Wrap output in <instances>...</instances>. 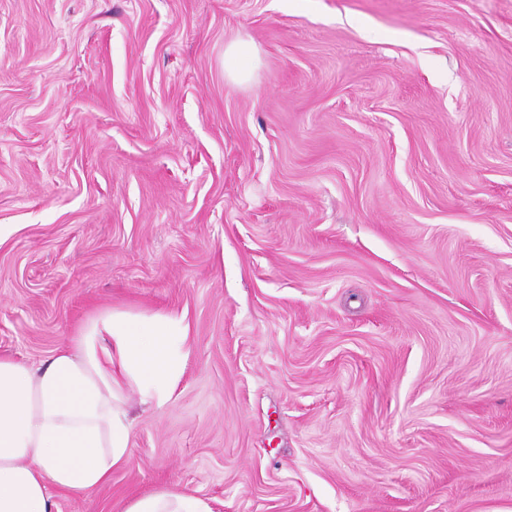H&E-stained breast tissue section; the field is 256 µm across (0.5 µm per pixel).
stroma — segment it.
<instances>
[{
  "label": "stroma",
  "mask_w": 512,
  "mask_h": 512,
  "mask_svg": "<svg viewBox=\"0 0 512 512\" xmlns=\"http://www.w3.org/2000/svg\"><path fill=\"white\" fill-rule=\"evenodd\" d=\"M109 306L185 372L57 512H512V0H0V355ZM123 512H213V508L198 495L164 489L131 499Z\"/></svg>",
  "instance_id": "stroma-1"
}]
</instances>
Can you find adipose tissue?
Segmentation results:
<instances>
[{
  "label": "adipose tissue",
  "mask_w": 512,
  "mask_h": 512,
  "mask_svg": "<svg viewBox=\"0 0 512 512\" xmlns=\"http://www.w3.org/2000/svg\"><path fill=\"white\" fill-rule=\"evenodd\" d=\"M188 327L162 312L107 308L69 347L31 366L0 356V512H54L52 494L90 492L130 459L129 390L163 405L185 371ZM123 512H213L198 495L159 490Z\"/></svg>",
  "instance_id": "1"
}]
</instances>
